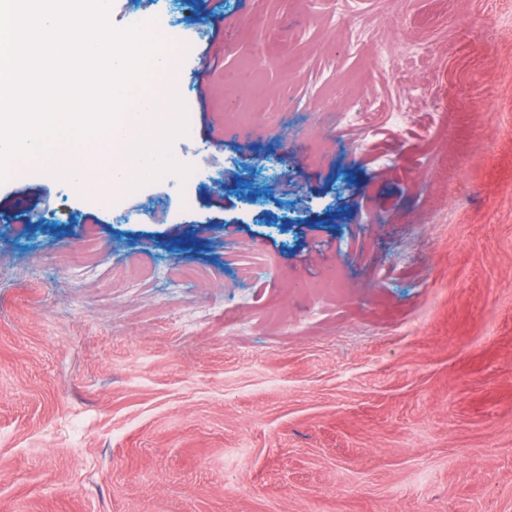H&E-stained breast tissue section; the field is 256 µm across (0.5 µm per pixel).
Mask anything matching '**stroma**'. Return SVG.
Wrapping results in <instances>:
<instances>
[{
	"label": "stroma",
	"mask_w": 512,
	"mask_h": 512,
	"mask_svg": "<svg viewBox=\"0 0 512 512\" xmlns=\"http://www.w3.org/2000/svg\"><path fill=\"white\" fill-rule=\"evenodd\" d=\"M210 7L109 18L189 46L190 203L0 185V512H512V0Z\"/></svg>",
	"instance_id": "35a3bbf8"
}]
</instances>
